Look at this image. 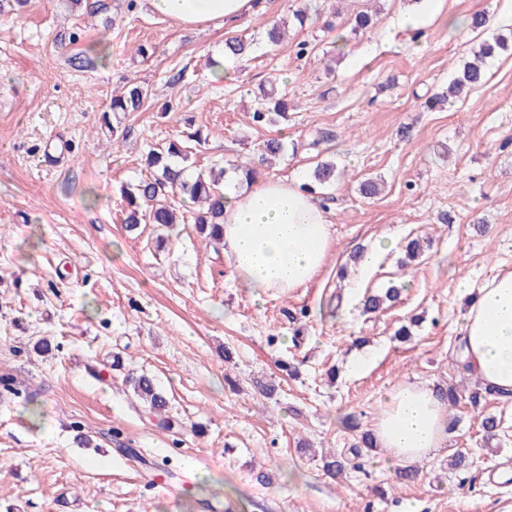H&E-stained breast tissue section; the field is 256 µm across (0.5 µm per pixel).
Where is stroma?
<instances>
[{
	"label": "stroma",
	"instance_id": "1",
	"mask_svg": "<svg viewBox=\"0 0 512 512\" xmlns=\"http://www.w3.org/2000/svg\"><path fill=\"white\" fill-rule=\"evenodd\" d=\"M305 1L317 21L269 45L268 25ZM108 3L105 15L69 0L0 14V378L15 388L0 393V512H512V400L463 367L458 286L512 270V50L466 98L425 105L477 41L449 18L499 13L484 34L506 36L512 0H444L417 37L399 24L417 0H265L231 31ZM359 8L378 19L339 49L324 25ZM236 36L252 52L215 79L207 57ZM142 44L154 55L137 56ZM77 49L90 68L70 65ZM131 80L152 95L116 140L101 116ZM269 86L287 95L288 122L251 126ZM192 129L206 139L197 172L253 162L280 136L287 152L266 177L310 184L335 163V184L317 191L333 250L308 287L257 299L196 225L126 230L122 186L146 176L149 147ZM369 178L381 181L370 197ZM394 285L398 301L364 312V295ZM143 373L171 427L134 395L128 378ZM414 381L458 391L444 448L410 483L377 447L329 477L321 453L352 448L388 392ZM457 449L466 469L448 464Z\"/></svg>",
	"mask_w": 512,
	"mask_h": 512
}]
</instances>
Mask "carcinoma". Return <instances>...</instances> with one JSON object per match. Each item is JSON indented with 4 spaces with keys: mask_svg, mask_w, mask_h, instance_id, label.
<instances>
[{
    "mask_svg": "<svg viewBox=\"0 0 512 512\" xmlns=\"http://www.w3.org/2000/svg\"><path fill=\"white\" fill-rule=\"evenodd\" d=\"M507 47V38L499 34L490 40L480 42L471 50L473 59L465 63L458 75L449 84L448 90L436 94L429 102L445 103L451 98H462L481 86L486 79V59L495 56L499 49ZM252 42L242 38H234L224 43V55L232 58L243 57L251 51ZM150 96L147 87L130 82L122 91L112 95L110 112L102 115L107 128H112V139H117L118 128L111 126L109 114L118 115L139 112ZM288 101L282 95L265 92L262 102L251 113V120L257 126L274 124L278 119L287 117ZM286 145L280 138H269L259 144L258 152L261 161L270 157L280 156L284 153ZM191 154V146L171 142L149 150L146 164L150 169V177L142 179L135 184L123 188L122 194L126 201L125 216L123 218L126 228L134 230L142 224H155L167 227L176 223V212H181L182 223L192 222L215 243H221L224 223V174L228 171L241 172L246 177L254 174L253 168L231 169L224 167L218 171H209L193 176L188 169L176 162V159L187 160ZM203 203L205 208L199 212L185 209V202ZM400 295V289L390 287L385 297L369 296L364 306L369 311H376L383 304V300L394 301ZM133 392L143 402L144 408L152 415L158 417V424L163 428L171 426L166 416L167 400L157 389L153 379L141 375L131 380ZM350 466L345 455L340 454L323 459V470L333 478L345 473Z\"/></svg>",
    "mask_w": 512,
    "mask_h": 512,
    "instance_id": "1",
    "label": "carcinoma"
}]
</instances>
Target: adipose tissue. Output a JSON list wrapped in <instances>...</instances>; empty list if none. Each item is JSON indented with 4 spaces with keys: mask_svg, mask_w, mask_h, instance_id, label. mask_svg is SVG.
I'll list each match as a JSON object with an SVG mask.
<instances>
[{
    "mask_svg": "<svg viewBox=\"0 0 512 512\" xmlns=\"http://www.w3.org/2000/svg\"><path fill=\"white\" fill-rule=\"evenodd\" d=\"M155 13L187 28L236 26L263 12L260 0H146ZM224 252L254 297L306 287L333 246L328 210L296 182L262 175L238 178L224 190ZM460 336L471 374L501 397L512 398V272L478 288L462 316ZM446 408L424 384H403L388 395L374 423L389 459L408 463L442 448Z\"/></svg>",
    "mask_w": 512,
    "mask_h": 512,
    "instance_id": "adipose-tissue-1",
    "label": "adipose tissue"
}]
</instances>
